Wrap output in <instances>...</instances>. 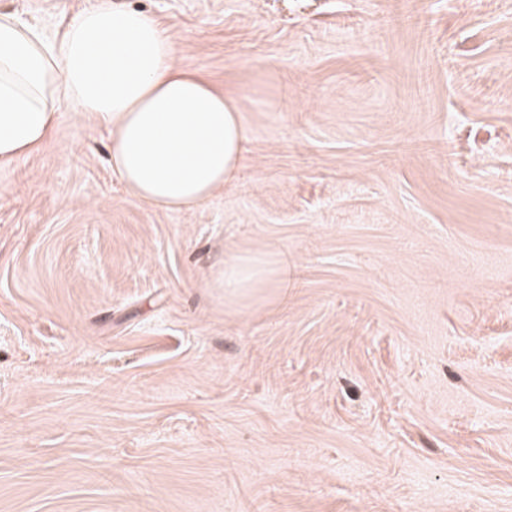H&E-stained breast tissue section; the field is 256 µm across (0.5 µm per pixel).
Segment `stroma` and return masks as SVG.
Wrapping results in <instances>:
<instances>
[{"mask_svg":"<svg viewBox=\"0 0 512 512\" xmlns=\"http://www.w3.org/2000/svg\"><path fill=\"white\" fill-rule=\"evenodd\" d=\"M113 2L245 157L155 208L64 108L0 166V512H512V0ZM276 284L273 270L259 258L227 255L223 270L215 281L216 288H224V298H241L252 288H271Z\"/></svg>","mask_w":512,"mask_h":512,"instance_id":"1","label":"stroma"}]
</instances>
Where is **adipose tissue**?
I'll return each mask as SVG.
<instances>
[{
    "mask_svg": "<svg viewBox=\"0 0 512 512\" xmlns=\"http://www.w3.org/2000/svg\"><path fill=\"white\" fill-rule=\"evenodd\" d=\"M178 49L144 13L94 0L53 34L0 12V164L52 137L61 107L110 133V157L131 195L191 208L232 182L248 131L231 93L177 63ZM276 283L255 257L228 255L215 281L227 298Z\"/></svg>",
    "mask_w": 512,
    "mask_h": 512,
    "instance_id": "ef3b65f1",
    "label": "adipose tissue"
}]
</instances>
